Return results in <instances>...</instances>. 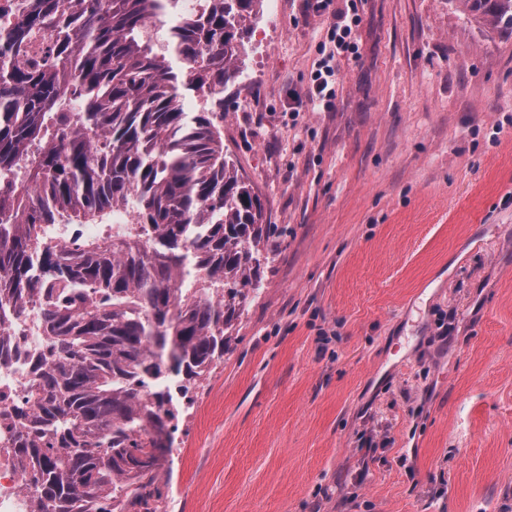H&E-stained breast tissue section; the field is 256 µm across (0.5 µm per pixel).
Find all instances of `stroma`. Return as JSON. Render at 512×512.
<instances>
[{
	"instance_id": "35a3bbf8",
	"label": "stroma",
	"mask_w": 512,
	"mask_h": 512,
	"mask_svg": "<svg viewBox=\"0 0 512 512\" xmlns=\"http://www.w3.org/2000/svg\"><path fill=\"white\" fill-rule=\"evenodd\" d=\"M331 14L243 23L219 126L279 247L174 434L168 512H512V35L361 0L332 106L291 112Z\"/></svg>"
}]
</instances>
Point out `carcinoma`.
Masks as SVG:
<instances>
[{
  "instance_id": "cac0c4a2",
  "label": "carcinoma",
  "mask_w": 512,
  "mask_h": 512,
  "mask_svg": "<svg viewBox=\"0 0 512 512\" xmlns=\"http://www.w3.org/2000/svg\"><path fill=\"white\" fill-rule=\"evenodd\" d=\"M21 0L0 36V308L38 302L31 406L0 419L29 512H163L158 486L191 389L224 361L261 286L263 223L196 95H224L256 0ZM512 33V0H459ZM46 34L53 55L26 63ZM131 211L112 238L45 227Z\"/></svg>"
}]
</instances>
